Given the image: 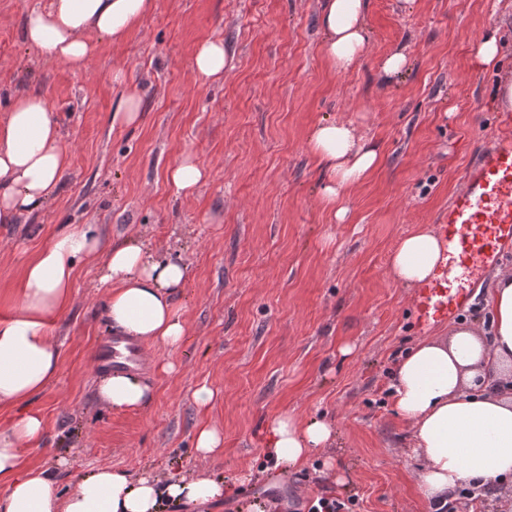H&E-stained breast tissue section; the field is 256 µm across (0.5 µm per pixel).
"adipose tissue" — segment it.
<instances>
[{
    "mask_svg": "<svg viewBox=\"0 0 512 512\" xmlns=\"http://www.w3.org/2000/svg\"><path fill=\"white\" fill-rule=\"evenodd\" d=\"M153 9V0H48L26 21V44L44 56L85 68L95 32L124 40ZM367 0H324L319 17L321 51L330 65L355 68L368 41ZM198 76L222 80L231 64L223 40L201 44L194 55ZM326 173L320 196L335 219L345 220L348 191L376 168L380 152L353 124L327 121L309 139ZM70 156L42 95L14 98L0 116V224L43 210L68 168ZM440 235L430 226L402 238L389 256L392 279L412 287L428 280L443 260ZM99 259L107 285L106 316L113 332L147 346L179 347L186 328L174 295L186 268L156 257L138 242L109 247L87 224H66L25 265L14 311L0 319V405L15 408L0 427V512H159L162 500L204 506L224 496V483L209 476H180L166 483L130 479L108 468L82 477L59 494L49 470L22 466L24 449L39 447L44 420L32 398L59 372L51 320L70 304L77 264ZM487 329L455 328L449 339H428L400 355L390 395L410 426L412 449L422 460L418 476L424 498L444 507L463 487H485L498 512H512V269H497L488 293ZM97 391L108 407L123 411L148 406L152 391L134 374L103 376ZM336 437L323 420L300 422L282 414L265 427L266 451L289 469Z\"/></svg>",
    "mask_w": 512,
    "mask_h": 512,
    "instance_id": "adipose-tissue-1",
    "label": "adipose tissue"
}]
</instances>
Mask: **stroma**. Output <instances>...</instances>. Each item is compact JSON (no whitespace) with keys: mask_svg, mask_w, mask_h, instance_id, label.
I'll list each match as a JSON object with an SVG mask.
<instances>
[{"mask_svg":"<svg viewBox=\"0 0 512 512\" xmlns=\"http://www.w3.org/2000/svg\"><path fill=\"white\" fill-rule=\"evenodd\" d=\"M37 2L0 0V115L13 98L42 94L70 165L42 211L0 224V317L14 307L25 262L61 225L89 224L105 244L134 237L185 265L176 304L188 336L174 350L146 349L150 406L107 408L92 366L111 333L104 290L98 263L79 265L71 304L52 322L59 374L33 399L45 437L24 466L48 469L62 494L98 467L161 481L208 475L233 488L209 512H250L258 500L307 512L321 495L351 501L352 512H434L419 492L410 426L392 408L393 365L425 338L480 324L490 283L423 333L388 259L416 226L438 225L493 142L512 87V0H368L369 40L346 73L321 53L323 0H154L123 41L95 37L80 71L25 44ZM487 34L499 61L485 71L471 50ZM214 38L232 66L206 84L192 61ZM397 50L410 67L385 79L380 63ZM128 85L142 114L118 127L111 117ZM324 120L354 123L382 153L341 223L320 200L325 174L308 145ZM186 152L210 175L179 197L166 171ZM167 362L174 371L161 372ZM203 384L216 393L205 411L192 400ZM282 413L336 428L332 448L285 475L264 451L265 425ZM207 423L224 446L202 457L195 434Z\"/></svg>","mask_w":512,"mask_h":512,"instance_id":"stroma-1","label":"stroma"}]
</instances>
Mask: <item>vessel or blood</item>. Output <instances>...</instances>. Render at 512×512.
<instances>
[{
  "label": "vessel or blood",
  "mask_w": 512,
  "mask_h": 512,
  "mask_svg": "<svg viewBox=\"0 0 512 512\" xmlns=\"http://www.w3.org/2000/svg\"><path fill=\"white\" fill-rule=\"evenodd\" d=\"M440 233L447 260L413 294L415 323L422 331L469 307L482 273L512 252V111L499 113L496 139L466 171ZM92 364L99 373L144 369L140 345L120 336L103 339Z\"/></svg>",
  "instance_id": "obj_1"
}]
</instances>
